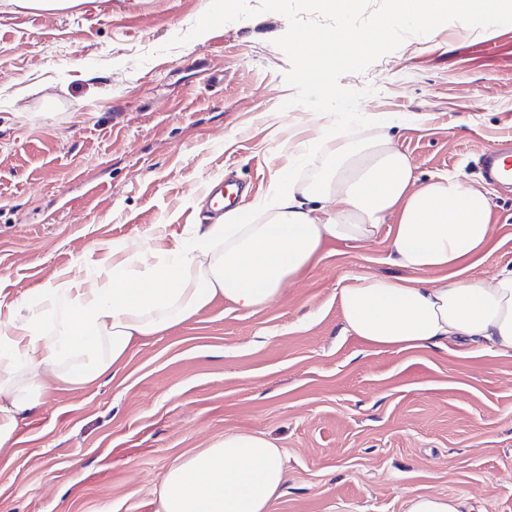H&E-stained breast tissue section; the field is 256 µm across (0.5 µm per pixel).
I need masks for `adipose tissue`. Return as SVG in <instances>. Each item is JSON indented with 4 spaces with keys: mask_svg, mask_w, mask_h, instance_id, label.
Masks as SVG:
<instances>
[{
    "mask_svg": "<svg viewBox=\"0 0 512 512\" xmlns=\"http://www.w3.org/2000/svg\"><path fill=\"white\" fill-rule=\"evenodd\" d=\"M395 217L391 260L399 276L362 275L340 293L345 333L400 350L457 339L512 357V267L491 279L465 266L494 226L484 188L451 177L417 185L413 164L384 133L340 144L309 180L277 181L259 201L225 211L194 235L125 249L98 245L93 265L56 273L40 307L0 316V449L35 406L45 380L78 390L115 373L132 346L189 321L216 297L258 311L302 276L329 240L364 242ZM285 481L284 452L264 436L228 430L211 447L178 458L157 490L156 512H271Z\"/></svg>",
    "mask_w": 512,
    "mask_h": 512,
    "instance_id": "obj_1",
    "label": "adipose tissue"
}]
</instances>
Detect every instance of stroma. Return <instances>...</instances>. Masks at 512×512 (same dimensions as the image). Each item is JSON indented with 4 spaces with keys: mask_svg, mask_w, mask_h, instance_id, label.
I'll list each match as a JSON object with an SVG mask.
<instances>
[{
    "mask_svg": "<svg viewBox=\"0 0 512 512\" xmlns=\"http://www.w3.org/2000/svg\"><path fill=\"white\" fill-rule=\"evenodd\" d=\"M246 3L255 17L170 50L210 0H0V304L38 295L99 243L134 252L157 225L165 244L190 237L210 181L246 184L247 206L320 139L330 115L282 107L294 91L273 41L287 18ZM339 83L375 88L360 110L391 117L418 184H486L494 238L471 276L512 265V183H486L478 164L512 155V25L447 23ZM393 226L328 242L262 311L215 298L115 375L48 384L0 452V512H156L169 466L228 430L284 450L272 512H405L417 494L512 512V358L379 349L343 331L349 277L396 272Z\"/></svg>",
    "mask_w": 512,
    "mask_h": 512,
    "instance_id": "35a3bbf8",
    "label": "stroma"
}]
</instances>
